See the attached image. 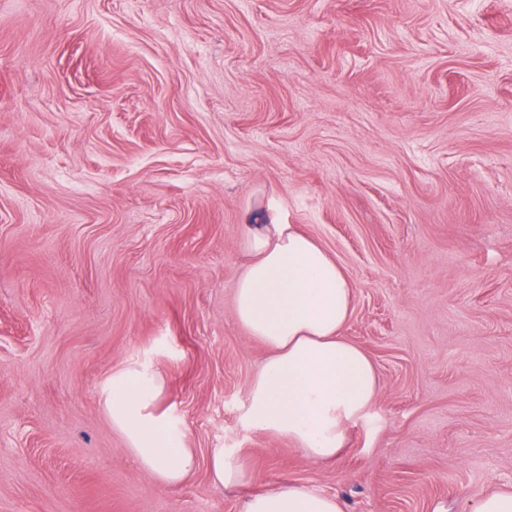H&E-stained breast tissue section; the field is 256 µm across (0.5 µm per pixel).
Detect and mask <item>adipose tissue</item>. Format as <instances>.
Instances as JSON below:
<instances>
[{
    "label": "adipose tissue",
    "instance_id": "adipose-tissue-1",
    "mask_svg": "<svg viewBox=\"0 0 512 512\" xmlns=\"http://www.w3.org/2000/svg\"><path fill=\"white\" fill-rule=\"evenodd\" d=\"M248 262L234 310L268 354L257 368L240 420L292 441L313 462L340 458L349 426L366 420L378 396L375 367L345 330L354 286L328 252L297 225L264 218L239 241ZM162 375L138 364L113 370L101 403L139 468L175 486L195 468L185 435L154 406ZM243 512H342L336 497L295 483L252 494Z\"/></svg>",
    "mask_w": 512,
    "mask_h": 512
}]
</instances>
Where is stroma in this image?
<instances>
[{"label": "stroma", "instance_id": "35a3bbf8", "mask_svg": "<svg viewBox=\"0 0 512 512\" xmlns=\"http://www.w3.org/2000/svg\"><path fill=\"white\" fill-rule=\"evenodd\" d=\"M276 209L355 286L381 394L310 461L238 416L234 313ZM159 371L198 467L143 473L100 400ZM253 480L215 486L212 449ZM472 512L512 489V0H0V512ZM243 512H342V507L336 497L287 482L246 497Z\"/></svg>", "mask_w": 512, "mask_h": 512}]
</instances>
